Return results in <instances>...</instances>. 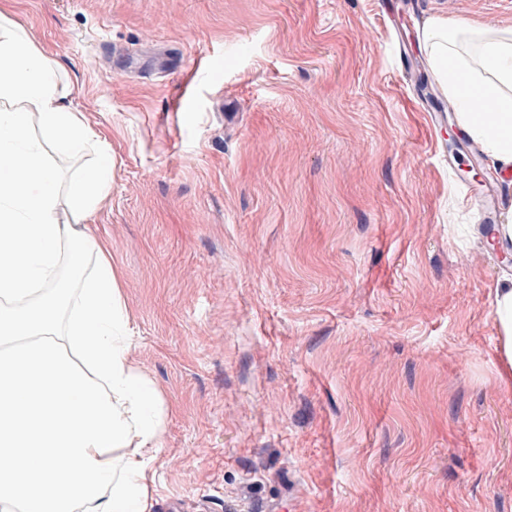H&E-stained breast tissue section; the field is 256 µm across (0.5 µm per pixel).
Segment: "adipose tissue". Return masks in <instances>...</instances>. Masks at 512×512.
Masks as SVG:
<instances>
[{
  "label": "adipose tissue",
  "mask_w": 512,
  "mask_h": 512,
  "mask_svg": "<svg viewBox=\"0 0 512 512\" xmlns=\"http://www.w3.org/2000/svg\"><path fill=\"white\" fill-rule=\"evenodd\" d=\"M418 37L459 125L511 168L512 25L431 16ZM68 95L58 62L0 7V512H149L162 407L130 361L112 255L88 222L112 193V159L65 185L45 161V146L99 141ZM493 313L512 366V278Z\"/></svg>",
  "instance_id": "1"
}]
</instances>
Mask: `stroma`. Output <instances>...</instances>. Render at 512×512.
Returning a JSON list of instances; mask_svg holds the SVG:
<instances>
[{"instance_id":"1","label":"stroma","mask_w":512,"mask_h":512,"mask_svg":"<svg viewBox=\"0 0 512 512\" xmlns=\"http://www.w3.org/2000/svg\"><path fill=\"white\" fill-rule=\"evenodd\" d=\"M502 0H15L112 157L151 512H512L506 268L407 69ZM498 332V350L512 368V278L498 281L493 304Z\"/></svg>"}]
</instances>
